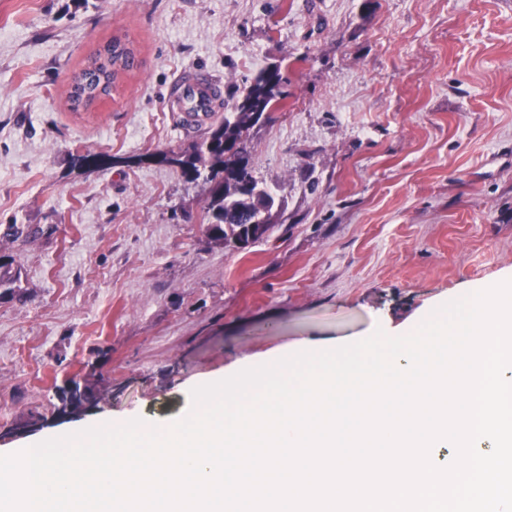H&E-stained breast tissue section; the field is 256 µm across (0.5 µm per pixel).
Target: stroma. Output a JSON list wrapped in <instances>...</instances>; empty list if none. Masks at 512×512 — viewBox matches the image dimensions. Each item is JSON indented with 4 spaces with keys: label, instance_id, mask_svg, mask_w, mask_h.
<instances>
[{
    "label": "stroma",
    "instance_id": "1",
    "mask_svg": "<svg viewBox=\"0 0 512 512\" xmlns=\"http://www.w3.org/2000/svg\"><path fill=\"white\" fill-rule=\"evenodd\" d=\"M135 65L73 109L112 38ZM288 62V104L250 132L273 227L209 242L200 187L125 164L200 139L165 94L183 72L230 94ZM110 165L85 172L77 156ZM22 297L0 299V425L49 411L99 362L100 416L176 415L194 383L304 342L392 330L512 272V0H0V234Z\"/></svg>",
    "mask_w": 512,
    "mask_h": 512
}]
</instances>
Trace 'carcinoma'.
Listing matches in <instances>:
<instances>
[{"mask_svg": "<svg viewBox=\"0 0 512 512\" xmlns=\"http://www.w3.org/2000/svg\"><path fill=\"white\" fill-rule=\"evenodd\" d=\"M107 60L97 51L73 81L91 78L86 89L94 104L110 94L119 74L129 70L134 51L119 38L106 44ZM287 82L281 66L274 64L259 70L244 85L224 121L211 126L201 140L178 150L156 151L135 157L137 161L152 160L178 169L186 182L200 184L204 192V220L209 240L237 249L248 247L249 224L262 196L268 188L254 175L248 154L250 131L260 125V117L286 99L283 85ZM43 234L40 227L10 224L4 236L12 241L36 238ZM20 271L13 267L9 255L0 254V297L20 290ZM112 397V382L92 367L80 379L70 381L62 390L57 414L77 415L83 402H101Z\"/></svg>", "mask_w": 512, "mask_h": 512, "instance_id": "carcinoma-1", "label": "carcinoma"}]
</instances>
